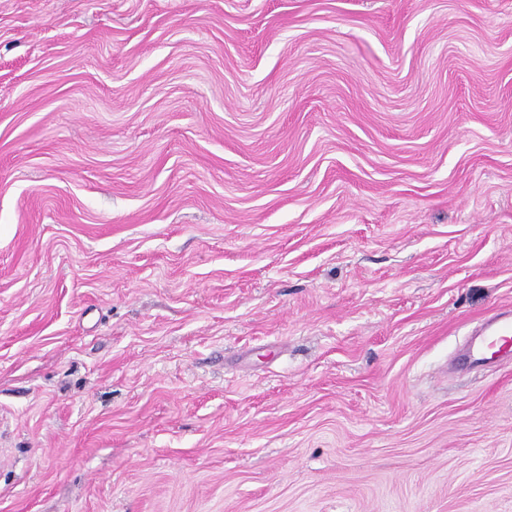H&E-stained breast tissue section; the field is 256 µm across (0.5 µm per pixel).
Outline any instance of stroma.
I'll use <instances>...</instances> for the list:
<instances>
[{
    "label": "stroma",
    "mask_w": 512,
    "mask_h": 512,
    "mask_svg": "<svg viewBox=\"0 0 512 512\" xmlns=\"http://www.w3.org/2000/svg\"><path fill=\"white\" fill-rule=\"evenodd\" d=\"M512 0H0V512H512ZM512 346V315L503 316L495 319L491 324L489 331L479 341H474L470 345L467 361L469 363H485L493 358L496 353L510 351ZM496 349V350H494ZM494 350L490 353L489 351Z\"/></svg>",
    "instance_id": "1"
}]
</instances>
